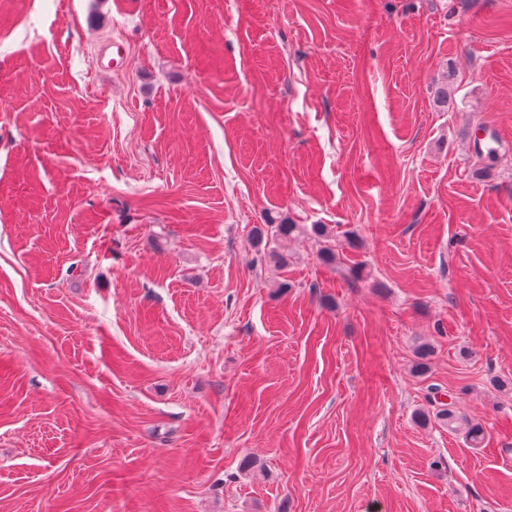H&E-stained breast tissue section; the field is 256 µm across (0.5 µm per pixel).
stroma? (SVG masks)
I'll return each mask as SVG.
<instances>
[{"label": "stroma", "mask_w": 512, "mask_h": 512, "mask_svg": "<svg viewBox=\"0 0 512 512\" xmlns=\"http://www.w3.org/2000/svg\"><path fill=\"white\" fill-rule=\"evenodd\" d=\"M0 512H512V0H0ZM265 223L255 226L251 230V241L256 246L260 245L269 235L275 239H288L308 231L304 225L293 224L289 218L282 217L279 213L267 214ZM448 398L450 399L448 404L438 402L434 398L435 403H438L442 407L436 412V419L443 422L445 425L448 424V428L452 430L463 431L465 440L468 444L472 445V447L480 446L484 439L483 427L478 423H472L460 419L454 410V398L449 394Z\"/></svg>", "instance_id": "obj_1"}]
</instances>
